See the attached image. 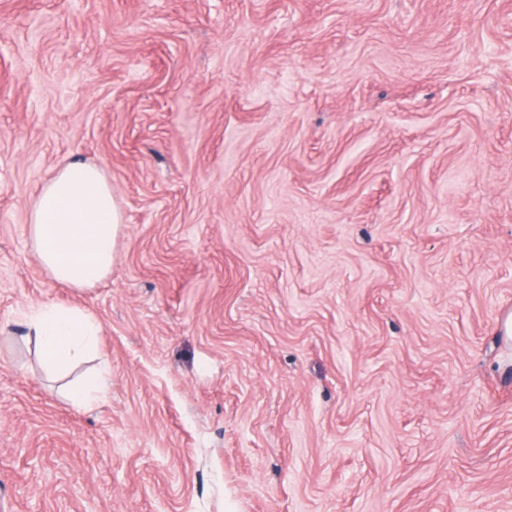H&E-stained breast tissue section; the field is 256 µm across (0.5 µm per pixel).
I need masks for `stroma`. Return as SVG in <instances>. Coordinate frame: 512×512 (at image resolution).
<instances>
[{"label":"stroma","mask_w":512,"mask_h":512,"mask_svg":"<svg viewBox=\"0 0 512 512\" xmlns=\"http://www.w3.org/2000/svg\"><path fill=\"white\" fill-rule=\"evenodd\" d=\"M75 160L83 292L28 235ZM511 316L512 0H0V512H512ZM124 224L112 185L95 165L61 167L31 204L29 235L37 263L54 279L86 291L112 273ZM27 326L44 363L53 371H66L96 351L97 321L77 307L41 306L29 314ZM106 383L97 376H91L69 388L68 397L72 403L82 405L93 396L104 391Z\"/></svg>","instance_id":"obj_1"}]
</instances>
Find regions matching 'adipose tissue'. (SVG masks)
I'll list each match as a JSON object with an SVG mask.
<instances>
[{
  "mask_svg": "<svg viewBox=\"0 0 512 512\" xmlns=\"http://www.w3.org/2000/svg\"><path fill=\"white\" fill-rule=\"evenodd\" d=\"M124 223L112 185L91 164L61 167L34 199L29 216L32 253L54 279L79 291L112 272L114 245ZM27 326L48 368L63 372L97 348L99 326L79 308L44 305Z\"/></svg>",
  "mask_w": 512,
  "mask_h": 512,
  "instance_id": "1",
  "label": "adipose tissue"
}]
</instances>
